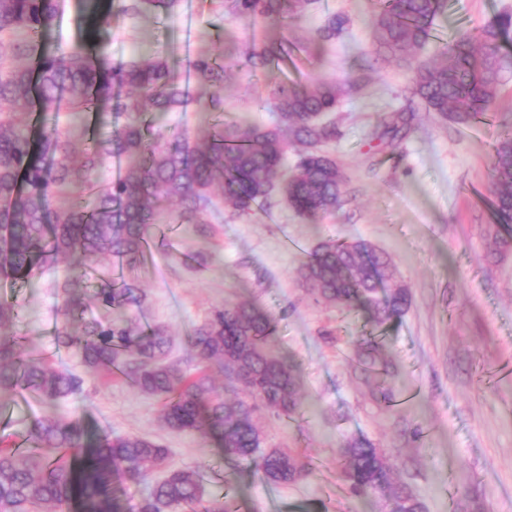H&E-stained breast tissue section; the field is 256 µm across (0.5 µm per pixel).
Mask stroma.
Listing matches in <instances>:
<instances>
[{"label": "stroma", "mask_w": 512, "mask_h": 512, "mask_svg": "<svg viewBox=\"0 0 512 512\" xmlns=\"http://www.w3.org/2000/svg\"><path fill=\"white\" fill-rule=\"evenodd\" d=\"M380 6L381 0H313L300 29L315 31L340 14L348 20L344 32L257 76L227 45H260L283 31L223 14L219 0H194L190 21L181 8L165 20L117 15L105 35L116 63L161 53L180 70L191 52L223 58L220 94L230 124L272 123L275 114L263 102L280 82L360 85L331 115L338 136L326 149L345 178V202L334 214L312 223L282 200L249 215L218 201L205 215V233L167 225L153 255L132 266L100 259L83 284L89 294L123 280L138 284L146 295L138 323L164 327L172 338L170 361L190 373L189 338L215 307L250 302L270 313L271 350L298 364L303 403L300 415L261 425L270 445L304 455L310 474L290 485L267 482L247 463L225 457L213 438L166 429L159 399L123 380L103 381L73 352L57 348L54 329L63 315L54 283L72 271L71 259L29 282L0 287V298L22 309L13 331L25 336L27 349L85 380L81 393L52 405L0 393V405L13 409L5 429L12 441L35 419L76 416L96 434L157 442L168 450V466L199 471L206 497H232L238 512H390L386 496L352 495L343 480L341 451L363 438L390 458L398 485L423 512H512V249L488 255L498 233L491 154L503 126H512V68L488 112L467 124L441 118L416 95L412 65L386 59L360 70L373 50L370 19ZM61 7L51 44L93 37L83 0H63ZM505 12L512 13V0H448L418 60H436L462 38L477 42L483 26ZM397 112L411 115V130L392 142L381 131ZM326 239L364 240L392 258L409 293L400 319L376 326L363 311L312 300L296 270ZM365 336L376 337L394 364L388 396H381L376 377L356 368Z\"/></svg>", "instance_id": "obj_1"}]
</instances>
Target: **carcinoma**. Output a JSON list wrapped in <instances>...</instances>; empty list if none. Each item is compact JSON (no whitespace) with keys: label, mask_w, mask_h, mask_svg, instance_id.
Segmentation results:
<instances>
[{"label":"carcinoma","mask_w":512,"mask_h":512,"mask_svg":"<svg viewBox=\"0 0 512 512\" xmlns=\"http://www.w3.org/2000/svg\"><path fill=\"white\" fill-rule=\"evenodd\" d=\"M313 0H225L236 19L273 21L294 30ZM180 0H119L118 12L152 11L171 17ZM446 0H384L372 17L377 53L392 59L415 58L433 37L434 22ZM60 11L58 0H0V275L28 280L42 267L67 256L77 271L56 284L63 320L54 331L58 348L74 350L92 372L129 380L146 396L162 402L160 419L177 433L208 432L219 438L224 455L245 461L276 484H291L309 474L301 454L265 449L259 419L289 418L302 406L299 369L270 350L274 318L261 308L238 303L215 309L190 336L197 372L187 374L166 362L171 340L164 328L144 330L132 318L102 323L83 318L84 296L77 293L98 259L134 262L159 231L162 208L177 199L171 218L178 224H203L213 206V191L223 204L248 214L284 199L302 218L315 222L343 203L344 175L336 161L316 146L336 139V125L322 120L336 111L347 89L327 81L282 82L269 105L270 125L224 123L220 89L224 64L206 52L192 61L193 84L179 78L160 56L112 63L104 42L76 43L56 53L42 49V38ZM346 20L330 18L307 37H283L245 53L253 73L266 71L311 42L328 43ZM482 49L463 40L446 49L437 63L414 68L416 93L428 109L452 113L467 123L497 98L498 58L512 39V14L498 15L480 31ZM38 77L41 111L66 109L83 119L94 113L104 123L112 110L125 121L107 133L72 147V129L54 127L33 139L28 109L33 77ZM211 89L204 105L209 120L198 134L181 131L164 139L147 120L150 112H181L195 103L192 86ZM409 121L394 116L385 125L391 138L406 134ZM306 147L295 171L286 176L288 144ZM125 161L123 174L101 183L105 162ZM493 213L497 225L512 227V131L503 130L493 146ZM317 303L361 307L371 322L400 318L407 289L396 282L392 259L365 241L320 242L297 270ZM101 307L140 308L144 294L134 283L97 289ZM20 308L0 301V329L14 326ZM358 364L365 374L391 375L389 362L372 339L360 342ZM227 376L224 390L207 369ZM79 376L39 355L25 353L19 336L0 334V393L25 391L44 401L74 395ZM28 447L0 439V512H63L74 500L81 512H121L112 498L115 476L141 478L164 465L167 449L132 435H92L79 418L44 417L27 429ZM343 479L352 494L386 492L392 512H415L419 501L392 482L390 459L366 441L342 450ZM235 512L228 499L204 501L201 475L170 469L140 503L139 512Z\"/></svg>","instance_id":"1"}]
</instances>
